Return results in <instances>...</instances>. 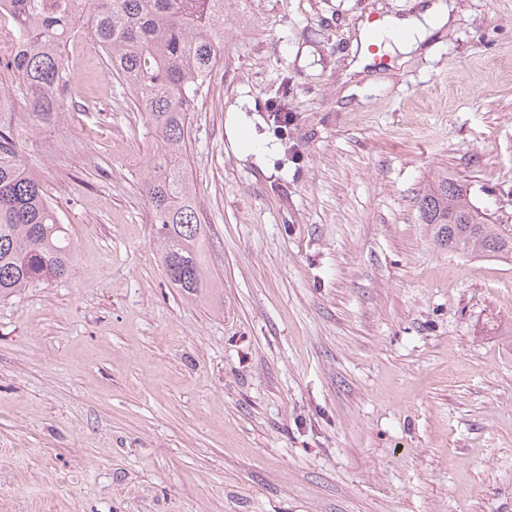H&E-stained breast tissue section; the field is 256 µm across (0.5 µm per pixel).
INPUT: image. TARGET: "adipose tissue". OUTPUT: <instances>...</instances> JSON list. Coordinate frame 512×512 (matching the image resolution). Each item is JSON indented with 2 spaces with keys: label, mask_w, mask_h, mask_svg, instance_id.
<instances>
[{
  "label": "adipose tissue",
  "mask_w": 512,
  "mask_h": 512,
  "mask_svg": "<svg viewBox=\"0 0 512 512\" xmlns=\"http://www.w3.org/2000/svg\"><path fill=\"white\" fill-rule=\"evenodd\" d=\"M452 19V7L448 0H415L408 15H389L379 20L378 25L387 32H403V39L394 42L392 49L407 57L424 49Z\"/></svg>",
  "instance_id": "obj_1"
}]
</instances>
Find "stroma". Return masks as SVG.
I'll list each match as a JSON object with an SVG mask.
<instances>
[{
    "label": "stroma",
    "instance_id": "35a3bbf8",
    "mask_svg": "<svg viewBox=\"0 0 512 512\" xmlns=\"http://www.w3.org/2000/svg\"><path fill=\"white\" fill-rule=\"evenodd\" d=\"M410 2L226 8L188 139L199 298L165 279L145 118L100 50L67 45L55 123L14 98L76 261L0 301V512H512V263L418 212L445 171L512 229V0H455L421 53L348 74L359 22ZM251 131L244 127L234 125L230 132V139L232 141V147L239 154H249L263 151V147H257L255 143L250 139Z\"/></svg>",
    "mask_w": 512,
    "mask_h": 512
}]
</instances>
